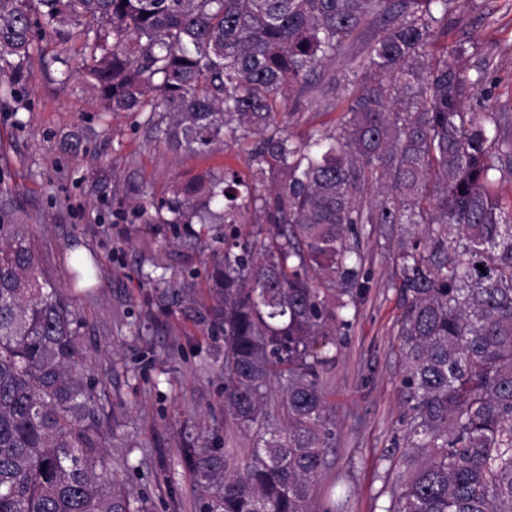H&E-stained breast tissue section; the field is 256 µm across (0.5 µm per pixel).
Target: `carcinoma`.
<instances>
[{"label": "carcinoma", "instance_id": "cac0c4a2", "mask_svg": "<svg viewBox=\"0 0 512 512\" xmlns=\"http://www.w3.org/2000/svg\"><path fill=\"white\" fill-rule=\"evenodd\" d=\"M455 0H0V80L32 27L79 39L102 111L153 112L173 151L255 136L250 181L203 171L145 223L222 224L205 295L165 282L224 339V412L250 461L190 449L198 512H312L333 422L320 372L366 295L368 224L397 229L399 388L409 451L385 512H512V113L470 112L466 43L436 55ZM352 45L360 89L333 130L277 131L279 98ZM252 205L261 224H242ZM73 283L93 265L74 260ZM483 269H478V266ZM81 320L33 239L0 223V512H152L108 472L110 415L84 376ZM286 427L264 426L272 383Z\"/></svg>", "mask_w": 512, "mask_h": 512}]
</instances>
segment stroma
Returning a JSON list of instances; mask_svg holds the SVG:
<instances>
[{
	"label": "stroma",
	"instance_id": "1",
	"mask_svg": "<svg viewBox=\"0 0 512 512\" xmlns=\"http://www.w3.org/2000/svg\"><path fill=\"white\" fill-rule=\"evenodd\" d=\"M462 41L476 47L471 66L484 62L489 72L488 91L469 109L512 112V0H460L433 49ZM81 63V41L62 45L40 28L14 92L0 85V219L26 226L43 270L83 320L87 374L112 411L106 448L113 473L147 495L155 512H195L186 452L223 439L241 465L253 436L229 429L224 417L223 339L181 310L163 311L154 287L165 278L203 288L214 227L192 224L177 234L170 225L144 223L137 205L168 198L175 181L204 170L249 176L251 143L170 151L149 113L103 114L77 77ZM356 90L347 83L331 103L309 87L287 133L335 127ZM362 246L370 288L336 362L320 375L336 428L314 502L335 494L346 498V512H383L399 474L389 462L403 454L394 441L405 361L394 342L400 310L387 286L393 253L383 229L373 228ZM78 254L96 263L86 288L71 279Z\"/></svg>",
	"mask_w": 512,
	"mask_h": 512
}]
</instances>
